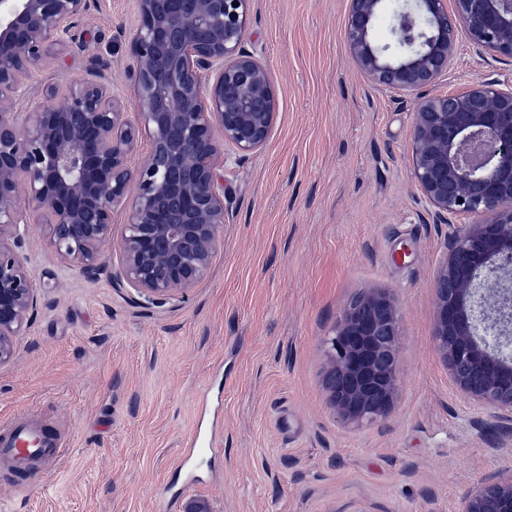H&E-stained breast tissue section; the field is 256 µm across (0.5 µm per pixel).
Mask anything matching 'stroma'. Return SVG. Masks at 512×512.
Masks as SVG:
<instances>
[{
  "label": "stroma",
  "instance_id": "obj_1",
  "mask_svg": "<svg viewBox=\"0 0 512 512\" xmlns=\"http://www.w3.org/2000/svg\"><path fill=\"white\" fill-rule=\"evenodd\" d=\"M349 14L350 0H251L243 46L269 71L278 117L263 148L226 147L224 246L183 298L141 304L112 283L117 245L92 278L30 226L41 301L0 368V426L34 420L68 447L22 494L0 461V512H459L512 468L499 411L458 387L436 345L448 227L411 173L415 97L353 63ZM139 24L138 0H88L75 43L25 75L20 111L44 84L98 69L135 118ZM477 80L512 82V58L461 39L423 93ZM383 290L400 321L394 403L353 426L329 401L323 341L348 301ZM206 385L221 403L205 410ZM211 434L220 453L184 489V448Z\"/></svg>",
  "mask_w": 512,
  "mask_h": 512
}]
</instances>
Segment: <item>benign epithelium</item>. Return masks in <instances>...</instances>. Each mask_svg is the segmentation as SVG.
Wrapping results in <instances>:
<instances>
[{
	"instance_id": "obj_1",
	"label": "benign epithelium",
	"mask_w": 512,
	"mask_h": 512,
	"mask_svg": "<svg viewBox=\"0 0 512 512\" xmlns=\"http://www.w3.org/2000/svg\"><path fill=\"white\" fill-rule=\"evenodd\" d=\"M0 367L10 364L38 305L28 222L19 194L47 228L60 259L94 277L112 214L124 208L114 283L146 305L179 298L210 271L223 244L224 145L248 153L268 141L278 99L267 69L243 46L250 0H139L129 73L140 112L130 120L98 70L44 96L61 105L16 111L21 76L66 47L87 0H0ZM346 40L374 84L408 93L448 70L458 38L512 57V0H415L398 15L400 53L372 41L382 0H351ZM213 78L202 81V73ZM148 153L132 162L138 140ZM412 175L451 228L436 289V343L456 383L480 404L507 410L512 426V281L485 306V284L512 271V86L476 81L448 96H422L413 113ZM465 216L469 224H453ZM399 316L392 295L372 292L343 308L325 340L330 402L344 421L374 424L397 384ZM461 512H512V472L462 499Z\"/></svg>"
}]
</instances>
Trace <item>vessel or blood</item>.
<instances>
[{
  "instance_id": "vessel-or-blood-1",
  "label": "vessel or blood",
  "mask_w": 512,
  "mask_h": 512,
  "mask_svg": "<svg viewBox=\"0 0 512 512\" xmlns=\"http://www.w3.org/2000/svg\"><path fill=\"white\" fill-rule=\"evenodd\" d=\"M67 442L61 435H45L41 426L19 423L0 431V457L9 460L16 471H38L60 460Z\"/></svg>"
}]
</instances>
